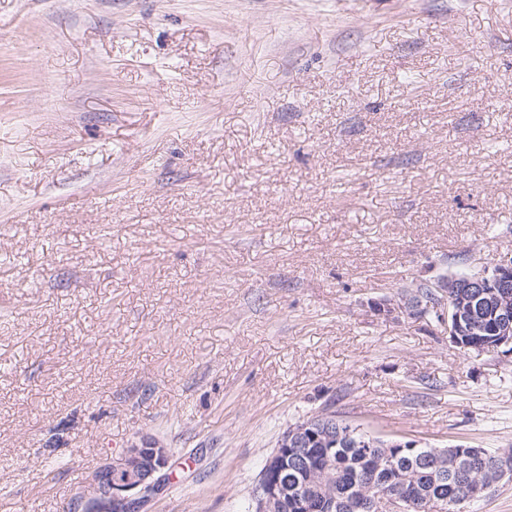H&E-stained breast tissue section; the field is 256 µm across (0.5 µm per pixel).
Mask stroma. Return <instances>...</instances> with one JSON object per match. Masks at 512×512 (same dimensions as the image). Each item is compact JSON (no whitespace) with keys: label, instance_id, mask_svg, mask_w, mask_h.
Segmentation results:
<instances>
[{"label":"stroma","instance_id":"stroma-1","mask_svg":"<svg viewBox=\"0 0 512 512\" xmlns=\"http://www.w3.org/2000/svg\"><path fill=\"white\" fill-rule=\"evenodd\" d=\"M509 257L512 0H0V512L145 439L148 512H253L323 413L512 448V355L403 309Z\"/></svg>","mask_w":512,"mask_h":512}]
</instances>
